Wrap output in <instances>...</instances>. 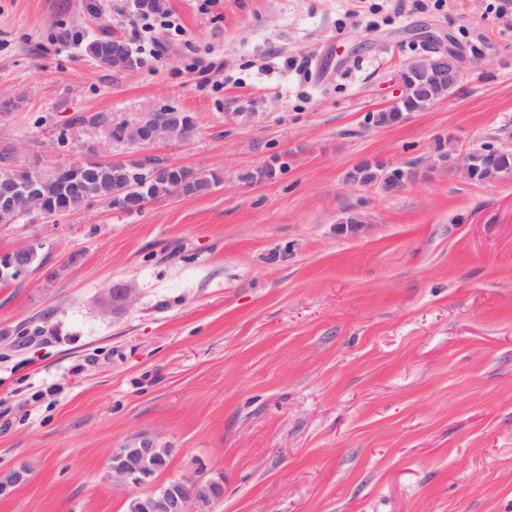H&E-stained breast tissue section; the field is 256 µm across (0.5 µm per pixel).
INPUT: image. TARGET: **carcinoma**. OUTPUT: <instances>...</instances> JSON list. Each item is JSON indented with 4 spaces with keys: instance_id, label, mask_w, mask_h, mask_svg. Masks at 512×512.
<instances>
[{
    "instance_id": "carcinoma-1",
    "label": "carcinoma",
    "mask_w": 512,
    "mask_h": 512,
    "mask_svg": "<svg viewBox=\"0 0 512 512\" xmlns=\"http://www.w3.org/2000/svg\"><path fill=\"white\" fill-rule=\"evenodd\" d=\"M404 77L411 91L396 109H389L378 113L373 117L377 125H388L392 122L395 112L410 113L421 108L423 101H436L446 96L448 89L423 78L416 71L407 68ZM471 157L467 168L470 179L483 181L499 175L512 174V152L498 150H474L469 153ZM381 167H373L364 163L349 173V179L364 184L374 183L380 180ZM79 178L86 183L90 192L109 204L116 200L126 201L135 198L139 194H149L153 197L164 198L177 192H186L194 196L209 192L214 186L221 183V178L214 172L195 171L189 169H172L159 175L144 184L138 179L124 185L116 182L112 177V168L100 165L93 160H87L86 164L74 173H66L62 177L52 172H45L33 166H20L14 162L11 151H0V182L9 180L18 184H35L51 207L68 205L75 207H89L85 199L69 197L64 193V182L73 178Z\"/></svg>"
}]
</instances>
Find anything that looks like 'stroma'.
<instances>
[{"label":"stroma","mask_w":512,"mask_h":512,"mask_svg":"<svg viewBox=\"0 0 512 512\" xmlns=\"http://www.w3.org/2000/svg\"><path fill=\"white\" fill-rule=\"evenodd\" d=\"M124 4L0 0V148L126 159L141 147L73 118L167 104L197 129L152 153L222 183L0 224V252L44 243L0 283V476L30 469L0 512H127L110 458L149 438L170 451L154 486L221 485L205 512H512V174L348 179L512 150V0H166L158 54ZM105 33L134 71L87 57ZM447 37L472 61L458 90L375 125ZM112 65L117 71H129L136 68V62L128 50V44L117 36H113L112 39Z\"/></svg>","instance_id":"stroma-1"}]
</instances>
